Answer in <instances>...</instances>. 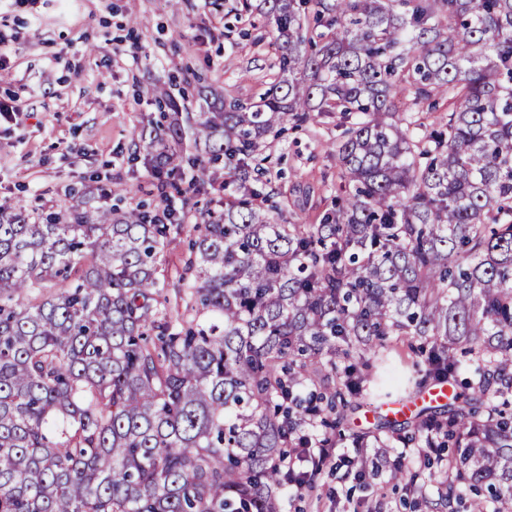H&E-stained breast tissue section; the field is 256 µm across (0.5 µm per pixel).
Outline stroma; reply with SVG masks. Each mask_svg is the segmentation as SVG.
<instances>
[{
	"label": "stroma",
	"mask_w": 512,
	"mask_h": 512,
	"mask_svg": "<svg viewBox=\"0 0 512 512\" xmlns=\"http://www.w3.org/2000/svg\"><path fill=\"white\" fill-rule=\"evenodd\" d=\"M0 36L9 59L0 69V99H17L26 119H0V205L28 211L112 207L110 190L128 189L123 209L176 194L152 174L153 150L137 138L168 124L174 112L222 110L255 103L278 62L272 26L237 0H0ZM339 113L316 112L301 126L269 135L260 151L277 222L317 224L344 196L327 143L342 137ZM223 161L210 164L195 212L216 210L239 195ZM172 227L160 256L163 295L173 296L195 236ZM402 491L388 477L350 489L323 466L319 485L302 489L300 512H403Z\"/></svg>",
	"instance_id": "35a3bbf8"
}]
</instances>
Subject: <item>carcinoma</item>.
<instances>
[{"label": "carcinoma", "instance_id": "cac0c4a2", "mask_svg": "<svg viewBox=\"0 0 512 512\" xmlns=\"http://www.w3.org/2000/svg\"><path fill=\"white\" fill-rule=\"evenodd\" d=\"M313 10L315 29L301 22ZM278 72L140 140L254 157L314 112L344 203L278 224L248 197L197 225L183 309L158 300L169 227L138 208L0 206V512H283L290 454L351 443L353 480L413 493L404 448H450L444 512H512V0H262ZM447 102L427 137L400 96ZM413 355L386 385L392 337ZM448 403L346 433L352 402L419 393L464 362Z\"/></svg>", "mask_w": 512, "mask_h": 512}]
</instances>
